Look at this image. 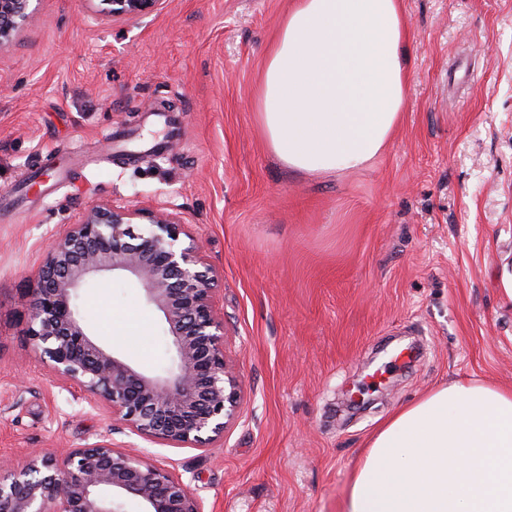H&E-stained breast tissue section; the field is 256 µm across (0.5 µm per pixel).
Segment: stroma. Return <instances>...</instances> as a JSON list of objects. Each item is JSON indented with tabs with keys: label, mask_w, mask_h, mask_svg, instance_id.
Wrapping results in <instances>:
<instances>
[{
	"label": "stroma",
	"mask_w": 512,
	"mask_h": 512,
	"mask_svg": "<svg viewBox=\"0 0 512 512\" xmlns=\"http://www.w3.org/2000/svg\"><path fill=\"white\" fill-rule=\"evenodd\" d=\"M411 78L388 149L298 173L256 88L288 0H165L140 19L38 0L0 50V465L106 441L205 512H344L369 436L458 380L512 386V0H401ZM99 201L169 208L221 275L244 400L223 438L173 448L56 380L26 334L46 247ZM95 334L171 361L160 314L116 276ZM373 403L352 413V391Z\"/></svg>",
	"instance_id": "obj_1"
}]
</instances>
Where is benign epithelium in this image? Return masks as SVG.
<instances>
[{"label": "benign epithelium", "mask_w": 512, "mask_h": 512, "mask_svg": "<svg viewBox=\"0 0 512 512\" xmlns=\"http://www.w3.org/2000/svg\"><path fill=\"white\" fill-rule=\"evenodd\" d=\"M100 2L92 14L139 18L163 0ZM35 0H0V50L35 22ZM125 273L167 326L173 364L148 374L99 344L75 300L90 282ZM32 289L27 336L59 381L81 389L138 437L175 448L224 436L239 413L242 391L224 349L216 294L220 275L177 216L162 210L95 203L46 249ZM204 512L181 478L109 442L65 456L33 453L0 471V512Z\"/></svg>", "instance_id": "1"}]
</instances>
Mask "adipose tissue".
<instances>
[{
	"label": "adipose tissue",
	"mask_w": 512,
	"mask_h": 512,
	"mask_svg": "<svg viewBox=\"0 0 512 512\" xmlns=\"http://www.w3.org/2000/svg\"><path fill=\"white\" fill-rule=\"evenodd\" d=\"M400 0H291L257 88L291 170L367 166L390 144L410 79ZM346 512H512V388L457 381L392 414L352 474Z\"/></svg>",
	"instance_id": "obj_1"
}]
</instances>
